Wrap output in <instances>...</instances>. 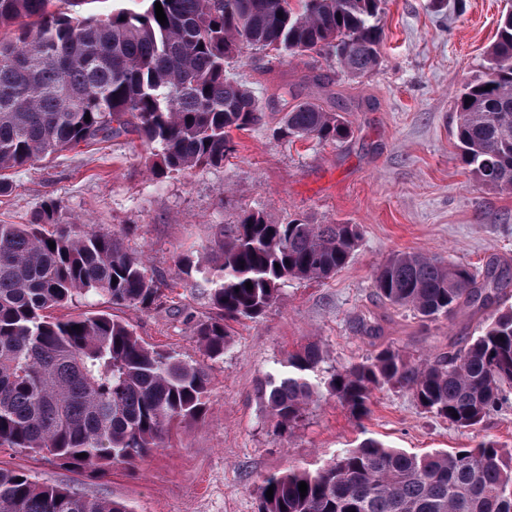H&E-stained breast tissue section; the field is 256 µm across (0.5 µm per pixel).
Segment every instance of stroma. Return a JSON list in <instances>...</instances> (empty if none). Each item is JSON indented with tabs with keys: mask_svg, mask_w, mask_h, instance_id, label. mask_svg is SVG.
I'll use <instances>...</instances> for the list:
<instances>
[{
	"mask_svg": "<svg viewBox=\"0 0 512 512\" xmlns=\"http://www.w3.org/2000/svg\"><path fill=\"white\" fill-rule=\"evenodd\" d=\"M506 0H385V40L378 67L347 76L335 57L276 59L253 49L229 71L264 101L291 91L316 97L349 122L342 143L273 138L281 114L233 132L234 150L218 167L157 178L148 147L130 134L11 171L0 196V223H27L43 200L59 201L65 224L128 232L161 283L149 311L95 302L58 309V317L104 310L128 323L147 345L206 367L203 417L173 430L168 447L101 479L59 461L0 447V467L24 469L47 484L124 502L130 512H258L264 476L310 470L374 437L424 454L494 439L512 449V391L472 430L423 411L400 389L374 390L370 412L353 418L336 398L307 405L291 431H276L257 390L289 353L321 348L319 377L391 348L413 357L455 351L487 317L512 306V192L479 186L461 163L452 129L454 99L477 79ZM285 224H354L360 240L350 262L326 280H293L258 319L229 323L222 357L204 354L192 334L212 313L202 274L186 261L206 259L220 226L243 211ZM397 251H419L472 270L496 267L504 285L485 307L462 304L448 318L423 321L381 301L377 267Z\"/></svg>",
	"mask_w": 512,
	"mask_h": 512,
	"instance_id": "obj_1",
	"label": "stroma"
}]
</instances>
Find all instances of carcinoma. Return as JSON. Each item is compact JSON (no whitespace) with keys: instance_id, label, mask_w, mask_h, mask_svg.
I'll return each mask as SVG.
<instances>
[{"instance_id":"obj_1","label":"carcinoma","mask_w":512,"mask_h":512,"mask_svg":"<svg viewBox=\"0 0 512 512\" xmlns=\"http://www.w3.org/2000/svg\"><path fill=\"white\" fill-rule=\"evenodd\" d=\"M90 2L0 0V31H11L0 36V194L11 188L10 169L129 133L157 147L150 169L158 177L221 165L231 131L261 124L266 109L229 74L232 60L254 47L330 52L359 78L378 65L385 37L382 0H300L298 9L288 0H143L141 12L77 14ZM280 102L278 140L337 143L351 135L340 113L312 99ZM454 108L463 164L482 186L511 192L512 7L499 19L482 75ZM59 210L49 198L28 223L0 224V446L103 476L145 461L165 447L174 424L204 415L208 378L202 366L146 346L110 313L52 315L81 299L148 309L160 297L146 260L125 238L62 224ZM358 241L354 224H271L258 211L245 213L220 231V265L198 268L215 315L197 322L193 335L209 357L224 355V321L259 318L292 280L331 277ZM495 285L490 268L479 275L421 252L395 253L374 275L380 299L423 321L447 318L462 302L486 303ZM320 361L319 347L309 344L261 389L278 431L289 430L322 390L362 419L372 391L384 386L408 391L458 427H475L512 389V307L490 315L450 356L413 359L385 349L315 383ZM0 512L131 510L0 468ZM258 512H512V451L487 440L417 455L365 438L314 471L266 477Z\"/></svg>"}]
</instances>
